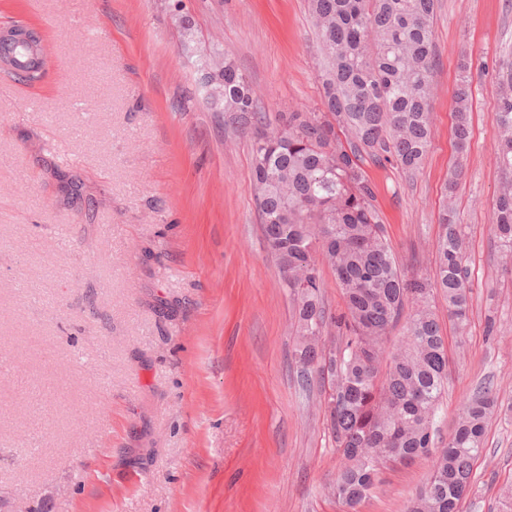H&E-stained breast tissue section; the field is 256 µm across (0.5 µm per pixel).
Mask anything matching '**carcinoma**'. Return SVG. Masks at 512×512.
I'll return each instance as SVG.
<instances>
[{"label": "carcinoma", "mask_w": 512, "mask_h": 512, "mask_svg": "<svg viewBox=\"0 0 512 512\" xmlns=\"http://www.w3.org/2000/svg\"><path fill=\"white\" fill-rule=\"evenodd\" d=\"M435 0H309L321 51L322 112H290L267 121L247 76L229 57L214 55L196 67L205 73L199 93L222 102L232 124L256 128L251 174L260 223L293 296L295 359L318 372L321 337L336 329V372L328 374L326 429L341 464L329 495L344 512L380 489L385 470L418 459L430 468L406 512H459L476 481L474 464L502 405L481 387L461 406L445 441L435 418L448 384V353L436 311L440 298L457 331L465 332L472 284L466 225L454 208L462 170L452 169L439 216L432 277L406 275L397 263L375 204L364 164L392 161L418 171L430 146ZM29 43H16L9 65L27 77ZM452 135L457 153L471 141V78L459 66ZM497 164L505 175L493 206L491 231L499 259L512 268V73L498 98ZM331 269L344 310L326 316L320 264ZM403 326L404 340L389 347Z\"/></svg>", "instance_id": "carcinoma-1"}]
</instances>
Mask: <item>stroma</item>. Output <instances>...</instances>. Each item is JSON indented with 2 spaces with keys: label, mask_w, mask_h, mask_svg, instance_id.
<instances>
[{
  "label": "stroma",
  "mask_w": 512,
  "mask_h": 512,
  "mask_svg": "<svg viewBox=\"0 0 512 512\" xmlns=\"http://www.w3.org/2000/svg\"><path fill=\"white\" fill-rule=\"evenodd\" d=\"M42 38L38 79L0 70V512H341L321 381L303 387L294 302L263 235L254 126L198 96L228 52L268 120L321 106L307 0H0ZM431 144L413 174L366 164L406 273L433 276L448 171L469 238L470 324L448 338L440 436L491 383L462 512L512 488V270L490 231L512 0H436ZM472 138H452L461 60ZM427 460L362 512H405Z\"/></svg>",
  "instance_id": "1"
}]
</instances>
